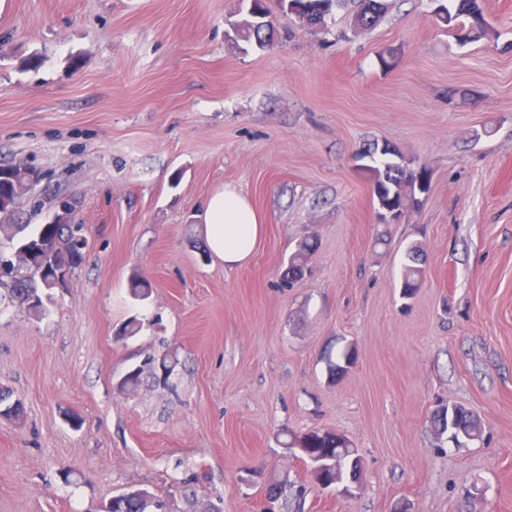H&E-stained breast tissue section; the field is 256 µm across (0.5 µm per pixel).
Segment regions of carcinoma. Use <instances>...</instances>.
Returning <instances> with one entry per match:
<instances>
[{
	"mask_svg": "<svg viewBox=\"0 0 512 512\" xmlns=\"http://www.w3.org/2000/svg\"><path fill=\"white\" fill-rule=\"evenodd\" d=\"M357 4L354 22L363 29H371L387 11V0H353ZM243 18L234 22L238 38L250 46L259 49L274 44L278 38L276 12H285L290 7V19L301 27L327 30L326 18L333 8L348 3V0H276L277 10L264 5V0H240ZM439 18L448 30H465L467 38L482 39L493 34L487 26L483 10L477 0H448L440 5ZM363 156L368 180L377 207L387 208L400 215L412 212L419 203V196L428 192L430 187L427 167L415 169L410 166L399 151L388 143L373 144L359 151ZM27 166L0 165V214L11 216L17 206L23 203L33 185ZM81 224H39L29 228L27 224H0V254L8 249L25 247L30 256L28 268L19 272L9 281H0V303L9 304L36 315L43 316L47 310L32 304L35 297L44 293L52 272L43 269V256H51L58 267L78 269L84 260V251L71 245L75 237H84ZM317 247L311 237L301 239L297 248L288 258V264L282 274V282L288 287L294 286L306 275L308 261ZM407 263L404 264L400 288L402 297L411 298L420 287L422 270L421 254L417 246L408 248ZM130 295L136 300L146 299L151 291L150 283L141 277L129 282ZM356 353L354 348L343 350L337 361H328L330 376L343 377ZM431 422L440 434H448V444L464 446L481 438L480 418L462 405H439L433 411ZM286 448L299 453L318 467L321 473L319 485L330 489L343 481L346 476L343 453L354 454L350 440L333 431H317L306 436L291 438ZM174 494L166 492L162 497L147 488H134L112 497V512H169L170 498Z\"/></svg>",
	"mask_w": 512,
	"mask_h": 512,
	"instance_id": "carcinoma-1",
	"label": "carcinoma"
}]
</instances>
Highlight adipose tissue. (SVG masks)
<instances>
[{
  "instance_id": "adipose-tissue-1",
  "label": "adipose tissue",
  "mask_w": 512,
  "mask_h": 512,
  "mask_svg": "<svg viewBox=\"0 0 512 512\" xmlns=\"http://www.w3.org/2000/svg\"><path fill=\"white\" fill-rule=\"evenodd\" d=\"M263 226L245 194L232 186L215 191L205 203V235L212 254L225 266L245 265Z\"/></svg>"
}]
</instances>
